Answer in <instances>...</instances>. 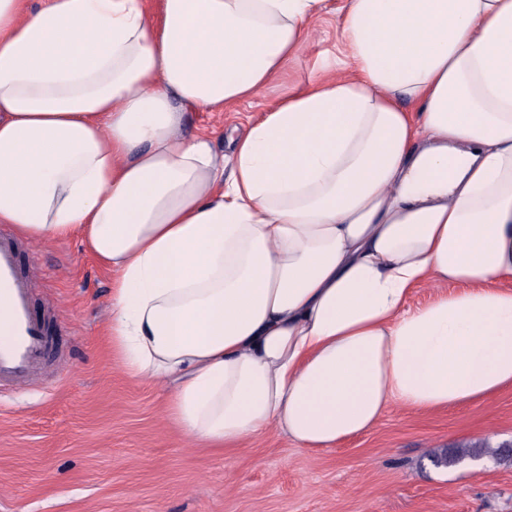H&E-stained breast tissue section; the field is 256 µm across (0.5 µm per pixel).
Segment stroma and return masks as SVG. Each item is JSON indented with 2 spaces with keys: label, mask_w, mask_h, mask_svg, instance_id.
I'll return each mask as SVG.
<instances>
[{
  "label": "stroma",
  "mask_w": 512,
  "mask_h": 512,
  "mask_svg": "<svg viewBox=\"0 0 512 512\" xmlns=\"http://www.w3.org/2000/svg\"><path fill=\"white\" fill-rule=\"evenodd\" d=\"M290 63L294 81L339 52L341 0ZM288 90L231 112L185 111L188 135L245 128ZM46 295L62 309L69 366L49 389L0 396V512H512V456L436 467L432 456L512 441V387L431 414L388 409L369 432L311 451L271 432L245 447L196 448L169 425V391L108 355V272L72 236L39 247Z\"/></svg>",
  "instance_id": "obj_1"
}]
</instances>
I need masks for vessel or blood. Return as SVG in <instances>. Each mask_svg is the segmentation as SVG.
<instances>
[{
	"instance_id": "vessel-or-blood-1",
	"label": "vessel or blood",
	"mask_w": 512,
	"mask_h": 512,
	"mask_svg": "<svg viewBox=\"0 0 512 512\" xmlns=\"http://www.w3.org/2000/svg\"><path fill=\"white\" fill-rule=\"evenodd\" d=\"M35 243L0 228V309L10 337L0 342V390L49 384L64 357L61 307L41 295Z\"/></svg>"
}]
</instances>
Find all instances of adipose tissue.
<instances>
[{
	"label": "adipose tissue",
	"mask_w": 512,
	"mask_h": 512,
	"mask_svg": "<svg viewBox=\"0 0 512 512\" xmlns=\"http://www.w3.org/2000/svg\"><path fill=\"white\" fill-rule=\"evenodd\" d=\"M328 9L0 0V223L83 238L121 368L195 446L333 448L512 386V0H346L339 55L227 153L181 130Z\"/></svg>",
	"instance_id": "ef3b65f1"
}]
</instances>
